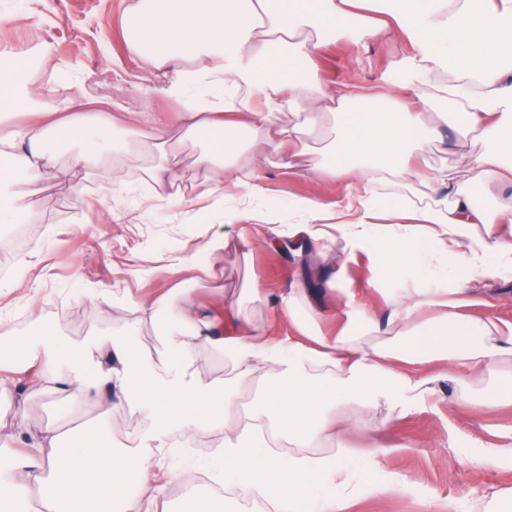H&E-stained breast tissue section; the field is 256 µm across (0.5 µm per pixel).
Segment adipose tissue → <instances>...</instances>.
Returning <instances> with one entry per match:
<instances>
[{"mask_svg": "<svg viewBox=\"0 0 512 512\" xmlns=\"http://www.w3.org/2000/svg\"><path fill=\"white\" fill-rule=\"evenodd\" d=\"M387 16L411 47L392 82L417 100L413 111L386 98L354 103L352 85L328 93L315 66L339 34L358 45L379 38ZM124 29L131 52L167 73L163 93L186 108L173 141L208 139L196 159L213 172L201 200L221 211L224 223L242 226L237 237L206 240L208 276H217L229 249L256 242L297 260L322 252L337 236L395 274L433 255L449 258L455 286L446 297L411 300L381 319L357 306L350 291L336 307L302 309L298 287L282 310L295 334L281 338L244 311L245 300L261 294L255 280L246 295L218 294L223 315L187 305L156 363L124 338L71 350L49 325L32 341L1 336L0 401L52 389L66 408L80 395L108 401L117 393L148 410L154 428L221 433L224 448L212 470L238 501L264 502L274 512H345L356 489L374 492L384 484L378 464L390 450L378 445L366 455L360 487H353L346 440L355 425L335 415L336 405L382 403L404 413L433 393L426 369L435 364L458 371L464 393L472 380L492 375L500 400L512 403V370L503 368L512 363V322L461 312L472 280L512 271V231L496 225L500 218L512 222V211L492 215L473 192L477 183L512 185V0H138ZM36 62L19 52L0 64V224L20 220L9 185L41 180L55 148L70 140L84 145L71 155V168L84 167L108 148L119 123L84 112L74 100L62 114L39 111L21 85ZM448 71L452 80H442ZM17 112L34 117V130L5 125ZM443 124L478 147L470 179L440 181L431 201L415 209L376 195L378 181H426L411 158ZM327 129L333 138L323 151L331 161L323 170L335 179L339 199L333 206L292 200L295 220L278 231L275 205L255 204L262 195L258 170L274 153L305 158L314 133ZM228 185L245 189L248 205L227 206ZM428 306L441 315L416 323ZM318 319L335 323V334L314 331ZM202 347L233 359V386L199 379ZM98 354L110 358L109 367L95 365ZM268 367L278 370L277 381L241 415L240 388ZM16 425L26 449L0 460V512H139L142 499L160 493L152 460L113 448L95 427L33 429L22 412ZM329 437L335 453L313 455ZM274 439L288 442L293 454L270 450Z\"/></svg>", "mask_w": 512, "mask_h": 512, "instance_id": "1", "label": "adipose tissue"}]
</instances>
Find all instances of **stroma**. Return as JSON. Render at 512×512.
Returning <instances> with one entry per match:
<instances>
[{"label": "stroma", "instance_id": "obj_1", "mask_svg": "<svg viewBox=\"0 0 512 512\" xmlns=\"http://www.w3.org/2000/svg\"><path fill=\"white\" fill-rule=\"evenodd\" d=\"M137 2L0 0V57L51 42L53 52L45 61L51 79L27 78L39 91L44 111H64L72 97L93 114L145 113L150 125L176 135L183 105L161 92L163 75L149 74L147 62L126 43L123 18ZM409 50L393 33L363 47L339 36L321 51L316 66L329 89L354 83L369 94L388 95L393 94L388 82L393 66ZM440 133L441 140L419 148L424 170L434 178L450 174L466 180L471 140L445 127ZM81 148L77 141L57 148L54 170L38 182H18L10 188L25 215L39 214L42 221L33 246L14 255L8 273L0 276V326L22 341L51 325L67 347L128 335L137 347L159 357L165 350L163 332L176 328L185 298L174 299L157 328L135 325L130 316L117 318L116 304L174 287V280L158 274V267L198 252L214 232L234 237L241 227L178 202L182 196L194 197L207 176L195 162L201 143H183L163 157L133 150L106 152L86 168L70 169L71 154ZM162 163L176 172V180L158 184L149 178V167ZM112 164L124 167V185L111 187L100 180V170ZM259 182L265 201L279 207L275 222L283 231L288 228L289 200L307 197L332 204L337 199L332 180L317 175L305 162L292 168L281 161L267 166ZM77 184L84 188L79 199L73 194ZM222 265L228 291L239 290L253 278L264 284L267 299L252 303L251 309L282 337L292 329L280 315V298L298 278L307 281L312 298L326 307L341 301L335 282L348 284L378 318L387 303L415 294L442 295L452 286L443 260H427L419 271L390 278L364 255H351L341 239L328 241L326 258L308 255L299 272L259 246L248 259L239 252L225 253ZM469 288L474 299L469 313L512 322L511 276L479 278ZM435 388V394L393 419L382 405L338 408V415L360 427L349 436V447L359 455L375 443L390 447L380 467L400 483L385 492L360 493L347 512H487L481 489H512V461L479 460L469 446L473 440L512 444V404L496 399L487 376L474 382L467 399L448 375H441ZM111 417L113 446L145 448L153 459L164 492L162 505L152 506L150 512H176L188 494L206 490L215 451L206 447L203 434H191L183 445H176L174 433L151 432L150 414L133 400L116 406Z\"/></svg>", "mask_w": 512, "mask_h": 512}]
</instances>
